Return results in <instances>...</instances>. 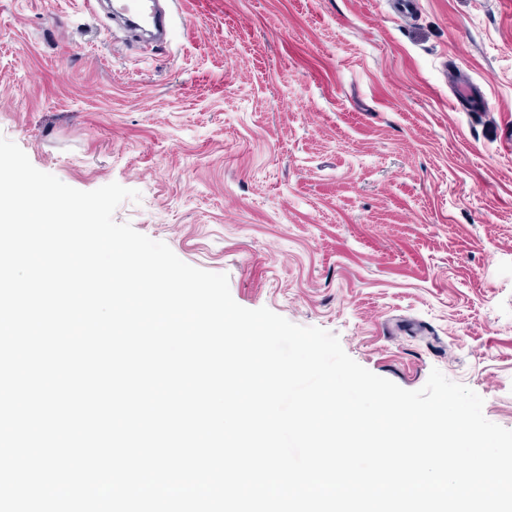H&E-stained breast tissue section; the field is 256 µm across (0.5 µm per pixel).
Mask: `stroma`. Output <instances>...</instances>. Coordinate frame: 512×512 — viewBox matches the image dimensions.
Masks as SVG:
<instances>
[{"label":"stroma","mask_w":512,"mask_h":512,"mask_svg":"<svg viewBox=\"0 0 512 512\" xmlns=\"http://www.w3.org/2000/svg\"><path fill=\"white\" fill-rule=\"evenodd\" d=\"M0 0V135L231 295L512 429V0ZM467 76L486 106L459 108Z\"/></svg>","instance_id":"1"}]
</instances>
